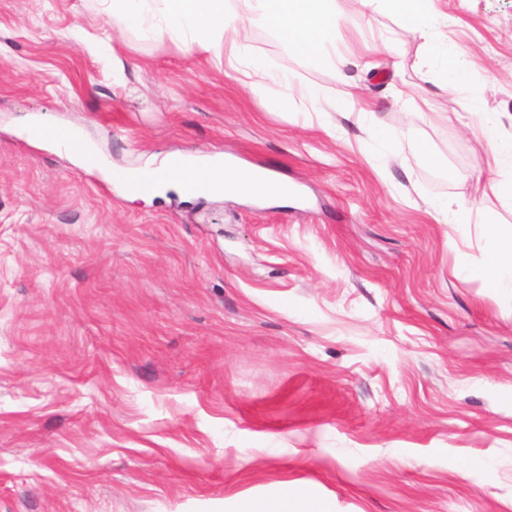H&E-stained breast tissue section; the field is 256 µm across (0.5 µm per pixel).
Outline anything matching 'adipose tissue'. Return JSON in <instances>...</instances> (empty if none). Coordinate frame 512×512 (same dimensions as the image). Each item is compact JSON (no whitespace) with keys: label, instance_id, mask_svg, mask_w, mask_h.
<instances>
[{"label":"adipose tissue","instance_id":"ef3b65f1","mask_svg":"<svg viewBox=\"0 0 512 512\" xmlns=\"http://www.w3.org/2000/svg\"><path fill=\"white\" fill-rule=\"evenodd\" d=\"M114 25L133 29L144 40L158 36L188 52L224 59V74L252 93H267L280 111L306 103L318 108V89L296 84L285 71L271 70L251 53L246 31L262 24L288 48L312 63L342 72L357 66L351 49L336 45L339 21L332 0H98ZM369 10L392 15L399 23L417 25L420 49L427 67L438 71L441 86H464L472 69L470 60L448 54V36L434 25L440 14L437 0H360ZM480 126L491 145L493 165L501 178L491 180L490 190L512 206V137L499 129L503 113L482 109ZM487 250L490 262L483 275L491 288L512 292V234L503 235L489 224ZM224 512H330V504L316 486L286 481L269 497L235 494L225 499Z\"/></svg>","mask_w":512,"mask_h":512}]
</instances>
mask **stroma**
I'll list each match as a JSON object with an SVG mask.
<instances>
[{"mask_svg": "<svg viewBox=\"0 0 512 512\" xmlns=\"http://www.w3.org/2000/svg\"><path fill=\"white\" fill-rule=\"evenodd\" d=\"M333 8L375 69L342 79L250 27L322 92L280 112L98 0H0V512H220L286 479L335 512H512V293L482 275L479 223L512 207L477 182L474 114L512 113V0H442L449 51L480 64L459 93L421 76L392 17ZM36 125L80 130L106 169ZM215 152L296 194L147 203L108 176ZM423 204L428 210L433 211L438 218L439 223L443 224H467L470 213L464 206L456 204L455 206L448 201H437L424 199Z\"/></svg>", "mask_w": 512, "mask_h": 512, "instance_id": "stroma-1", "label": "stroma"}]
</instances>
